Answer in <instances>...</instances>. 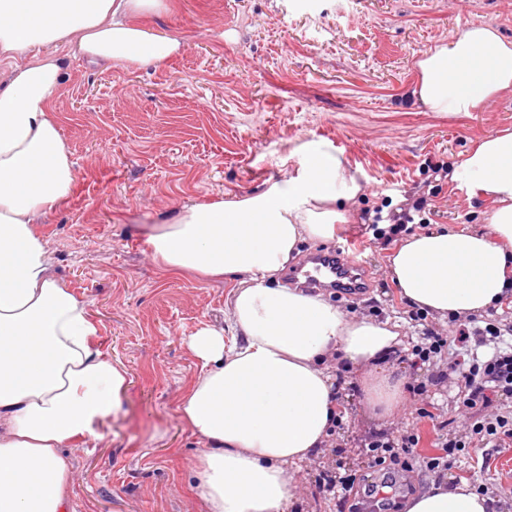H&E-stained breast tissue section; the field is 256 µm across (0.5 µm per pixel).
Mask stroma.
<instances>
[{"mask_svg":"<svg viewBox=\"0 0 512 512\" xmlns=\"http://www.w3.org/2000/svg\"><path fill=\"white\" fill-rule=\"evenodd\" d=\"M141 22L183 40V51L156 68L68 56L53 104L75 183L38 231L129 378L101 440L75 455L73 512H204L186 477L197 448L175 405L197 369L188 340L222 323L229 286L163 274L147 243L155 224L283 181L290 170L281 156L306 140L327 141L364 192L332 238L299 251L356 242L371 286L333 305L399 322L411 339L412 306L387 265L398 239L374 233L366 214L423 194L422 231L485 229L490 202L432 180L431 170L512 129V94L457 114L427 111L411 96L418 59L464 28L490 25L512 42V0H168L164 13ZM396 367L406 384H428L449 439H465L470 420L456 405L455 377L435 385V367L408 359ZM336 376L344 425L320 455L289 467V512H346L322 492V472L367 474L365 439L398 436L412 423L407 404L390 420H370L359 373L340 367ZM400 480L396 512L434 482L483 485L494 512H512V447L468 448L447 472L417 468Z\"/></svg>","mask_w":512,"mask_h":512,"instance_id":"1","label":"stroma"}]
</instances>
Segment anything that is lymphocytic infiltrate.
<instances>
[{"label":"lymphocytic infiltrate","instance_id":"obj_1","mask_svg":"<svg viewBox=\"0 0 512 512\" xmlns=\"http://www.w3.org/2000/svg\"><path fill=\"white\" fill-rule=\"evenodd\" d=\"M472 340L492 346V353L483 357L469 353L467 359L448 368L459 384L458 407L472 418L468 441L448 439L442 432L444 424L434 404L426 402L414 408L409 430L395 438L378 434L366 441L370 469L385 477L391 469L410 472L418 465L441 473L453 466L464 447H512V413L494 410L499 400L512 399V343L504 340L497 319L492 317L485 318L483 325L462 329L457 338L463 345ZM427 424L436 433L429 453L422 450L421 436V429Z\"/></svg>","mask_w":512,"mask_h":512}]
</instances>
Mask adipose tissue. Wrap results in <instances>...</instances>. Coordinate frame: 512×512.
I'll return each instance as SVG.
<instances>
[{"label":"adipose tissue","instance_id":"1","mask_svg":"<svg viewBox=\"0 0 512 512\" xmlns=\"http://www.w3.org/2000/svg\"><path fill=\"white\" fill-rule=\"evenodd\" d=\"M165 0H0V512H71L73 454L95 445L122 405L127 371L104 352L100 327L55 274L36 226L74 188L70 154L50 112L62 86L58 46L97 63L158 66L182 42L136 24ZM416 101L472 112L512 91V42L470 26L417 62ZM288 180L198 204L155 228L161 270L230 283L224 323L189 348L198 369L175 412L202 453L191 470L206 512H288L286 468L316 456L337 408L330 370L371 382L366 406L403 403L385 368L402 327L350 316L322 295L278 285L299 245L333 235L361 193L331 145L302 142ZM450 177L490 200L488 231L440 228L403 236L387 257L401 295L437 318H465L512 295V131L482 137ZM467 484L431 487L406 512H488Z\"/></svg>","mask_w":512,"mask_h":512}]
</instances>
